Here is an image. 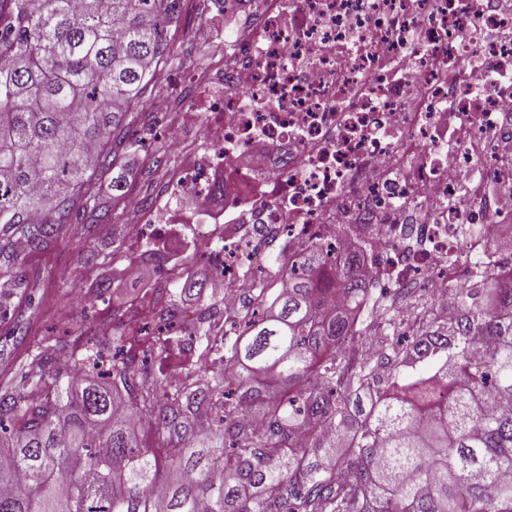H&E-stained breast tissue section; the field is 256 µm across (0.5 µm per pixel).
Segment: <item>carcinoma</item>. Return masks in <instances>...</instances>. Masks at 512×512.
Instances as JSON below:
<instances>
[{"label": "carcinoma", "instance_id": "1", "mask_svg": "<svg viewBox=\"0 0 512 512\" xmlns=\"http://www.w3.org/2000/svg\"><path fill=\"white\" fill-rule=\"evenodd\" d=\"M180 0H0V281L22 288L19 243L39 251L86 214L133 142L149 64L176 62ZM232 334L197 350V372L159 380L143 355L69 344L46 380L29 355L0 385V512H512V281L484 267L450 314L405 319L429 289L397 288L361 316L360 259L318 245L267 257ZM218 301L194 335L211 340ZM378 336L381 361L359 357ZM224 372L208 371L211 355ZM180 446L140 444V418Z\"/></svg>", "mask_w": 512, "mask_h": 512}]
</instances>
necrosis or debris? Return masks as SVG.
Listing matches in <instances>:
<instances>
[{"instance_id":"obj_1","label":"necrosis or debris","mask_w":512,"mask_h":512,"mask_svg":"<svg viewBox=\"0 0 512 512\" xmlns=\"http://www.w3.org/2000/svg\"><path fill=\"white\" fill-rule=\"evenodd\" d=\"M501 0H235L198 100L209 151L133 209L142 242L191 227L234 306L256 244L364 255L371 282L430 287L512 227V11Z\"/></svg>"}]
</instances>
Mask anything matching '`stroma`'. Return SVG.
<instances>
[{"label":"stroma","mask_w":512,"mask_h":512,"mask_svg":"<svg viewBox=\"0 0 512 512\" xmlns=\"http://www.w3.org/2000/svg\"><path fill=\"white\" fill-rule=\"evenodd\" d=\"M181 8V23L168 36L186 55L168 68L166 84L157 86L155 96L141 106L149 121L134 128L135 145L121 161L124 194L113 197L108 180L98 186L96 202L108 208L110 223L95 225L88 233L70 228L45 250L21 256L26 292L15 299L7 318H0L1 383L19 381L29 349L41 338L73 342L97 324L112 323L114 309H130L147 290L168 289L184 312H201L210 303L196 288L197 283L211 279L206 258L186 263L184 277L170 282L164 268L139 256L137 235L126 222L132 206L160 196L165 181L181 163L180 156L167 149L165 133L174 134L190 150L202 143L206 115L183 122L178 113L197 95L189 74L224 61L225 35L232 18L215 9L213 0H181ZM205 23L215 37L201 45L194 33Z\"/></svg>","instance_id":"35a3bbf8"}]
</instances>
